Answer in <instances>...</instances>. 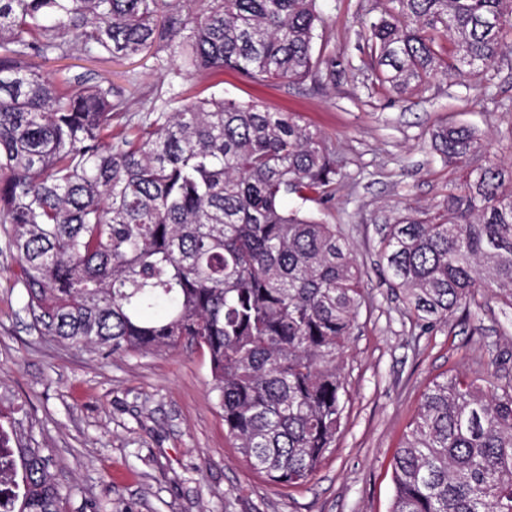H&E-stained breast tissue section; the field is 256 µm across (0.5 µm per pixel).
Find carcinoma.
I'll list each match as a JSON object with an SVG mask.
<instances>
[{"label": "carcinoma", "mask_w": 512, "mask_h": 512, "mask_svg": "<svg viewBox=\"0 0 512 512\" xmlns=\"http://www.w3.org/2000/svg\"><path fill=\"white\" fill-rule=\"evenodd\" d=\"M364 39L402 93L438 75L484 84L512 46V0H390ZM318 0H0V228L32 326L106 355L181 344L207 356L224 432L274 486L308 483L345 418L342 364L363 303L336 225L281 205L324 200L321 134L183 82L231 68L301 82L319 60ZM181 62L137 123L125 91L62 61ZM128 129L112 140V123ZM441 208L389 225L379 262L417 318L494 292L512 308V165L449 124ZM12 512H61L43 448H18ZM391 512H512V383L495 371L427 387L393 455Z\"/></svg>", "instance_id": "1"}]
</instances>
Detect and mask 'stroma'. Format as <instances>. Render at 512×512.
Wrapping results in <instances>:
<instances>
[{
	"label": "stroma",
	"mask_w": 512,
	"mask_h": 512,
	"mask_svg": "<svg viewBox=\"0 0 512 512\" xmlns=\"http://www.w3.org/2000/svg\"><path fill=\"white\" fill-rule=\"evenodd\" d=\"M319 5L327 24L314 43L315 77L253 81L227 69L193 86L296 114L336 160L330 201L292 194L284 202L335 225L362 272L366 302L343 365L347 404L335 447L307 484L272 486L226 437L202 351L104 357L42 335L17 281L18 258L0 236V420H17L21 444L48 450L62 512H108L112 500L133 512H390L393 453L426 386L486 372L499 355L512 379V310L488 294L478 314L460 308L423 328L377 257L389 224L446 200L448 168L430 147L438 125L473 127L489 153L512 163V52L492 63L488 85L439 76L395 94L376 82L362 37L388 0ZM71 73L124 88L136 117L168 89L171 67L80 61Z\"/></svg>",
	"instance_id": "1"
}]
</instances>
